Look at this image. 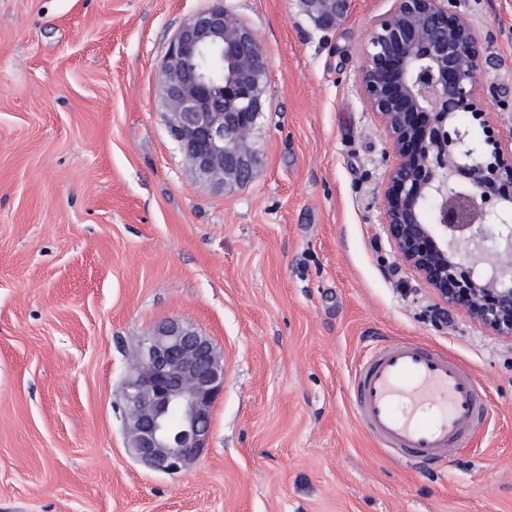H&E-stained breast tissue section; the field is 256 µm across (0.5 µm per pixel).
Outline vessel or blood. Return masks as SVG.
<instances>
[{
    "label": "vessel or blood",
    "instance_id": "1",
    "mask_svg": "<svg viewBox=\"0 0 512 512\" xmlns=\"http://www.w3.org/2000/svg\"><path fill=\"white\" fill-rule=\"evenodd\" d=\"M350 399L372 440L410 464L469 447L487 414L483 393L459 362L402 338L367 350L351 377Z\"/></svg>",
    "mask_w": 512,
    "mask_h": 512
}]
</instances>
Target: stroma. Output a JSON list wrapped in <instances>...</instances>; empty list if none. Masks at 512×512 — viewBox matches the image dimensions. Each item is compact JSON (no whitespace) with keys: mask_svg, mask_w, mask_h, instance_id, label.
<instances>
[{"mask_svg":"<svg viewBox=\"0 0 512 512\" xmlns=\"http://www.w3.org/2000/svg\"><path fill=\"white\" fill-rule=\"evenodd\" d=\"M207 0H0V512H512V340L435 313L388 238L395 158L358 87L394 0L331 30L301 0H224L267 67L242 187L194 178L160 107V64ZM512 130V0H456ZM224 355L209 446L177 474L128 452L119 393L157 321ZM446 353L487 404L475 447L403 468L360 428L368 341Z\"/></svg>","mask_w":512,"mask_h":512,"instance_id":"obj_1","label":"stroma"}]
</instances>
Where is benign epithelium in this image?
Here are the masks:
<instances>
[{"mask_svg":"<svg viewBox=\"0 0 512 512\" xmlns=\"http://www.w3.org/2000/svg\"><path fill=\"white\" fill-rule=\"evenodd\" d=\"M346 0H303L328 29ZM450 0H395L374 21L359 87L395 156L381 195L399 259L432 292L497 336L512 338V148L477 155L468 111L488 122L484 48ZM266 68L254 31L224 0L184 20L160 69L168 129L195 178L215 190L246 185L261 164L250 136ZM224 361L194 325L165 319L141 338L120 406L127 447L145 468L176 474L208 447Z\"/></svg>","mask_w":512,"mask_h":512,"instance_id":"7a95c632","label":"benign epithelium"}]
</instances>
